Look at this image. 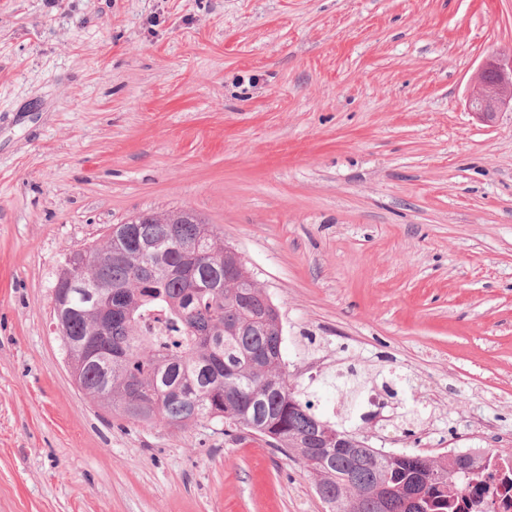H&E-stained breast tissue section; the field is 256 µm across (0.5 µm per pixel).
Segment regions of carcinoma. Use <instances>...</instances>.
Masks as SVG:
<instances>
[{"label":"carcinoma","instance_id":"obj_1","mask_svg":"<svg viewBox=\"0 0 512 512\" xmlns=\"http://www.w3.org/2000/svg\"><path fill=\"white\" fill-rule=\"evenodd\" d=\"M153 244L145 259L122 246L124 230ZM180 243L199 255L184 262ZM98 271L86 281L82 254L67 257L53 291H71L64 323L67 363L79 389L129 420L183 428L207 421L263 439L314 475L330 512H460L481 460L382 453L312 412L282 356V322L263 289L241 280L217 288L230 265L217 227L187 210L114 224L95 247ZM112 293L99 340L104 354L82 359L77 342L94 335L97 293ZM347 444L336 446V432Z\"/></svg>","mask_w":512,"mask_h":512}]
</instances>
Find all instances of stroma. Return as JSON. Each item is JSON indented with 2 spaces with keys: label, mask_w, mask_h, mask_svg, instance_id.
Segmentation results:
<instances>
[{
  "label": "stroma",
  "mask_w": 512,
  "mask_h": 512,
  "mask_svg": "<svg viewBox=\"0 0 512 512\" xmlns=\"http://www.w3.org/2000/svg\"><path fill=\"white\" fill-rule=\"evenodd\" d=\"M511 47L512 0H0V512H327L258 437L74 384L55 274L147 211L242 256L316 414L387 452L479 417L512 454V111L466 103Z\"/></svg>",
  "instance_id": "35a3bbf8"
}]
</instances>
